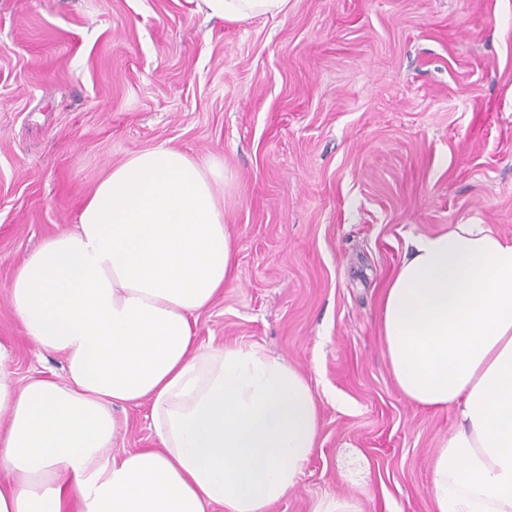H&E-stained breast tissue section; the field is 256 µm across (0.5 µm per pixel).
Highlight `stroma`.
Returning <instances> with one entry per match:
<instances>
[{"instance_id":"stroma-1","label":"stroma","mask_w":512,"mask_h":512,"mask_svg":"<svg viewBox=\"0 0 512 512\" xmlns=\"http://www.w3.org/2000/svg\"><path fill=\"white\" fill-rule=\"evenodd\" d=\"M159 146L224 167L237 277L198 314L199 342L284 357L322 402L274 512L327 497L434 512L432 458L459 419L396 388L380 294L417 235L512 236V0H289L240 22L193 0H0V344L16 380L63 375L10 307L16 269L112 166ZM148 412L114 408L113 456L155 447Z\"/></svg>"}]
</instances>
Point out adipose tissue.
Listing matches in <instances>:
<instances>
[{
	"label": "adipose tissue",
	"mask_w": 512,
	"mask_h": 512,
	"mask_svg": "<svg viewBox=\"0 0 512 512\" xmlns=\"http://www.w3.org/2000/svg\"><path fill=\"white\" fill-rule=\"evenodd\" d=\"M208 18L288 0H197ZM221 166L155 147L113 166L75 229L17 268L24 334L65 362L16 382L0 345V512H272L303 475L322 409L306 376L257 346L206 347L196 317L234 279ZM400 392L460 423L432 463L434 512H512V237L452 224L412 242L381 295ZM150 405L159 445L113 457V406Z\"/></svg>",
	"instance_id": "1"
}]
</instances>
